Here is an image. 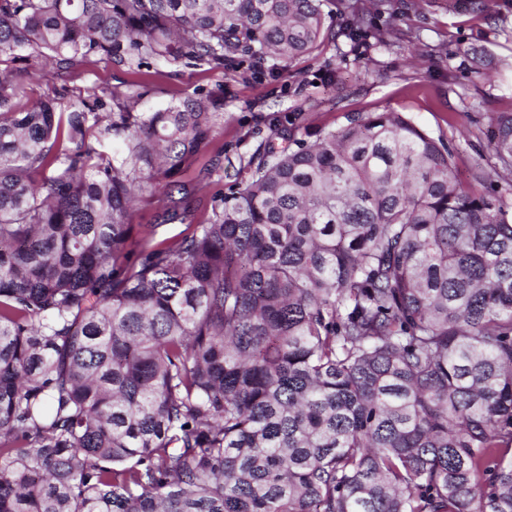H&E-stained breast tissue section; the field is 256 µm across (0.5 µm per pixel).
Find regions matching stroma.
I'll list each match as a JSON object with an SVG mask.
<instances>
[{
	"mask_svg": "<svg viewBox=\"0 0 512 512\" xmlns=\"http://www.w3.org/2000/svg\"><path fill=\"white\" fill-rule=\"evenodd\" d=\"M341 0H329L326 38L310 57L284 63L277 75L254 70L249 60L215 71L205 64L168 67L153 60L118 66L90 57L76 72L49 73L28 83L24 104L65 93L77 102L108 90L140 99L139 111L153 112L187 98H222L212 142L189 159L181 176L191 190L187 223L166 224L163 194L138 198L133 224H153L157 239L175 242L186 224L209 216L211 200L236 190L240 175L274 131L309 138L345 125L353 112H404L456 156L455 174L470 183L492 172L496 160L486 137L490 113L512 107V0H488L487 12L449 6L448 0H386L396 31L388 46L375 38L337 36ZM483 50L491 64L478 72L450 65L456 47ZM223 178L206 177L214 155Z\"/></svg>",
	"mask_w": 512,
	"mask_h": 512,
	"instance_id": "1",
	"label": "stroma"
}]
</instances>
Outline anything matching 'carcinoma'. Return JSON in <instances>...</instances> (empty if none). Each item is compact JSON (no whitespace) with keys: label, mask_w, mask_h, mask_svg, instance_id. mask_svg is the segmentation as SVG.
Returning <instances> with one entry per match:
<instances>
[{"label":"carcinoma","mask_w":512,"mask_h":512,"mask_svg":"<svg viewBox=\"0 0 512 512\" xmlns=\"http://www.w3.org/2000/svg\"><path fill=\"white\" fill-rule=\"evenodd\" d=\"M324 2L0 0V512H512V212L449 147L404 112L283 134L134 250L224 103L18 106L41 58L275 74ZM488 138L511 177L512 109Z\"/></svg>","instance_id":"obj_1"}]
</instances>
